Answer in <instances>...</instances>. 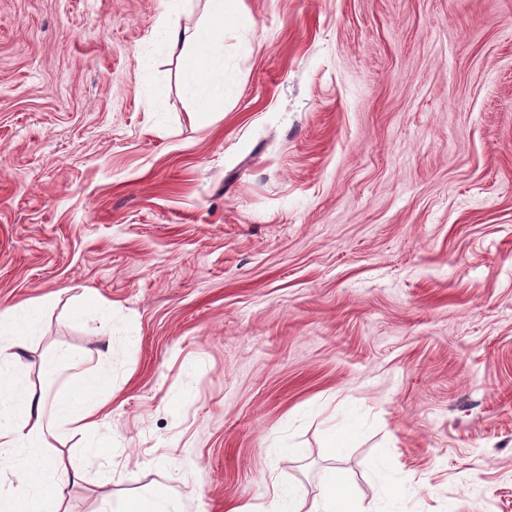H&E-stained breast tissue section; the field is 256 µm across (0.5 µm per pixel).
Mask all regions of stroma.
<instances>
[{"mask_svg": "<svg viewBox=\"0 0 512 512\" xmlns=\"http://www.w3.org/2000/svg\"><path fill=\"white\" fill-rule=\"evenodd\" d=\"M164 20L211 23L0 0L16 375L104 405L47 451L60 512H267L332 467L366 512H512V0H237L203 124ZM123 512H181L176 497L167 491H160L146 497L130 499Z\"/></svg>", "mask_w": 512, "mask_h": 512, "instance_id": "35a3bbf8", "label": "stroma"}]
</instances>
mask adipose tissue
<instances>
[{
    "label": "adipose tissue",
    "mask_w": 512,
    "mask_h": 512,
    "mask_svg": "<svg viewBox=\"0 0 512 512\" xmlns=\"http://www.w3.org/2000/svg\"><path fill=\"white\" fill-rule=\"evenodd\" d=\"M208 10L217 26L207 36L195 37L186 31L162 23L163 43L171 49H182L180 81L184 90L197 97L193 114L200 120L209 115L213 102L201 90L209 75L224 63V30L222 23L230 12L232 0H207ZM39 327L37 310L27 307L0 311V380L10 368L21 365L29 338ZM97 408L75 410L65 401L49 400L47 394L21 390L17 395L0 393V464H17L32 480L26 487L0 482V512H59L61 484L50 477L54 464L45 455L60 435V422L71 418L82 429L95 433L99 425Z\"/></svg>",
    "instance_id": "obj_1"
}]
</instances>
